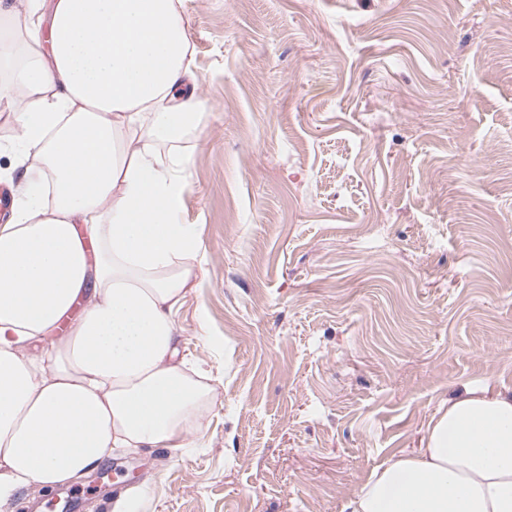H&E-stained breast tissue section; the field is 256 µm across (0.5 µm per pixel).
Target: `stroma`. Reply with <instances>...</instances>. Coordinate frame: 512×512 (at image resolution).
<instances>
[{
    "label": "stroma",
    "instance_id": "stroma-1",
    "mask_svg": "<svg viewBox=\"0 0 512 512\" xmlns=\"http://www.w3.org/2000/svg\"><path fill=\"white\" fill-rule=\"evenodd\" d=\"M218 377L201 447L106 458L72 512H345L442 398L512 388V0H182Z\"/></svg>",
    "mask_w": 512,
    "mask_h": 512
}]
</instances>
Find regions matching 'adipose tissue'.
Here are the masks:
<instances>
[{"instance_id":"adipose-tissue-1","label":"adipose tissue","mask_w":512,"mask_h":512,"mask_svg":"<svg viewBox=\"0 0 512 512\" xmlns=\"http://www.w3.org/2000/svg\"><path fill=\"white\" fill-rule=\"evenodd\" d=\"M30 50L0 104L23 173L0 224V507L116 451L197 448L217 387L182 349L198 225L180 213L205 102L180 0H0ZM348 512H512V391L464 387Z\"/></svg>"}]
</instances>
